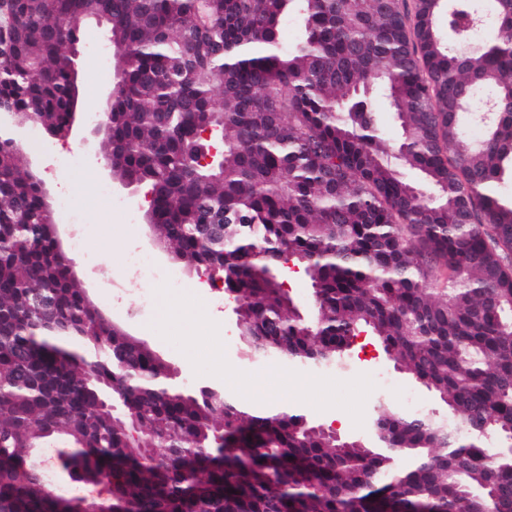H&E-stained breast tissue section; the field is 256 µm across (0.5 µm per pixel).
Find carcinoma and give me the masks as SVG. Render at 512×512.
<instances>
[{
    "label": "carcinoma",
    "mask_w": 512,
    "mask_h": 512,
    "mask_svg": "<svg viewBox=\"0 0 512 512\" xmlns=\"http://www.w3.org/2000/svg\"><path fill=\"white\" fill-rule=\"evenodd\" d=\"M445 12L461 41L480 13L499 36L462 59ZM5 22L0 97L59 136L80 98L69 47L107 26L122 90L106 148L149 188L172 260L224 284L250 357L344 370L366 332L448 422L384 408L370 447L180 383L93 309L56 252L41 178L3 137L0 512H54L64 497L36 489L27 448L57 449L77 483L108 471L115 512H512V197L499 191L512 153L491 142L512 121L457 99L468 87L512 112L507 0H414L411 14L405 0H17ZM379 92L403 132L395 149ZM216 222L222 245L197 229ZM285 261L309 282L310 317Z\"/></svg>",
    "instance_id": "cac0c4a2"
}]
</instances>
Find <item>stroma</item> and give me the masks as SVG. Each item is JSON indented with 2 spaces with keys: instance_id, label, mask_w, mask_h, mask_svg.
I'll return each mask as SVG.
<instances>
[{
  "instance_id": "1",
  "label": "stroma",
  "mask_w": 512,
  "mask_h": 512,
  "mask_svg": "<svg viewBox=\"0 0 512 512\" xmlns=\"http://www.w3.org/2000/svg\"><path fill=\"white\" fill-rule=\"evenodd\" d=\"M85 128L83 137L62 138L29 126L21 130L19 139L55 200L53 219L66 227L65 247L81 239L97 257L92 264L77 260L75 267L80 281L90 288L93 303L110 321L145 339L188 384L216 386L238 402L259 405L261 377L255 372V360L243 353L231 306L212 307L200 287L202 275L166 259L152 247L144 224L148 207L144 190L113 187V196L125 206L107 210L95 192L96 185L106 183L107 178L91 160L99 139L93 123H86ZM74 208L82 212V223H71ZM132 248L148 252L164 274L152 284L153 302L147 308L136 303L140 283L124 267V256ZM178 282L193 285V293L176 291ZM170 304L184 310L182 319L167 316L165 309ZM349 362L342 374L290 363L275 369L270 385L278 405L293 408L310 421L332 425L342 437L371 444L376 441L375 420L384 406L447 419L446 406L396 369L371 337L358 338ZM408 395L414 405L405 403Z\"/></svg>"
}]
</instances>
